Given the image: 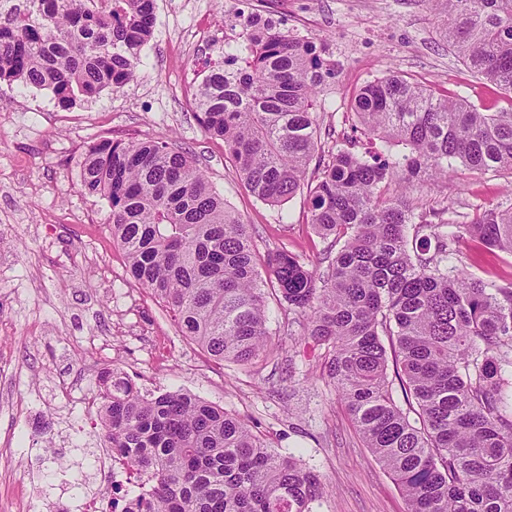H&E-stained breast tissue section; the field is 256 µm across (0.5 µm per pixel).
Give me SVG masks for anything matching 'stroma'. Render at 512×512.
<instances>
[{"instance_id": "1", "label": "stroma", "mask_w": 512, "mask_h": 512, "mask_svg": "<svg viewBox=\"0 0 512 512\" xmlns=\"http://www.w3.org/2000/svg\"><path fill=\"white\" fill-rule=\"evenodd\" d=\"M224 2L155 0L135 81L71 108L47 90L0 81V245L11 251L0 265V512H78L69 487L87 472L90 450L106 445L87 405L112 370L141 389L187 391L246 420L278 453L320 475L329 493L315 512H406L335 391L324 350L301 345L302 317L268 295L267 354L250 366L214 360L133 279L107 201L83 186L80 160L91 145L168 137L253 227L259 251L283 247L309 264L326 257L307 190L281 206L258 200L223 140L200 127L194 94L224 51ZM239 2L244 13L287 17L290 30L327 44L336 76L323 88V128L343 129L355 90L393 71L493 112L512 108L511 95L472 78L449 50L431 0ZM410 201L454 216L477 204L509 207L512 173L459 166L416 185ZM49 443L66 472L49 473Z\"/></svg>"}]
</instances>
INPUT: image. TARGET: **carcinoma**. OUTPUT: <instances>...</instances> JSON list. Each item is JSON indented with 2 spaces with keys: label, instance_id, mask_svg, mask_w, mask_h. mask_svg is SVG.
Masks as SVG:
<instances>
[{
  "label": "carcinoma",
  "instance_id": "1",
  "mask_svg": "<svg viewBox=\"0 0 512 512\" xmlns=\"http://www.w3.org/2000/svg\"><path fill=\"white\" fill-rule=\"evenodd\" d=\"M432 2L468 72L512 94V0ZM154 9V0H23L0 14V80L47 89L62 106L128 85ZM242 37L199 84V122L224 140L250 192L280 206L304 186L321 136L334 135L318 108L335 64L316 38L257 12ZM349 108L351 133L319 159L309 190V224L339 246L323 268L283 248L260 252L167 139L91 146L83 184L109 202L132 277L214 359L263 356L264 287L280 293L304 318V338L327 350L329 376L406 512H512V279L488 283L457 265L467 242L512 255V207L479 205L463 223L445 209L419 212L397 190L456 163L512 172V108L486 112L397 72L360 87ZM102 385L104 437L150 486L144 498L123 491V512H313L323 498L315 472L224 408L180 391L145 394L114 371Z\"/></svg>",
  "mask_w": 512,
  "mask_h": 512
}]
</instances>
